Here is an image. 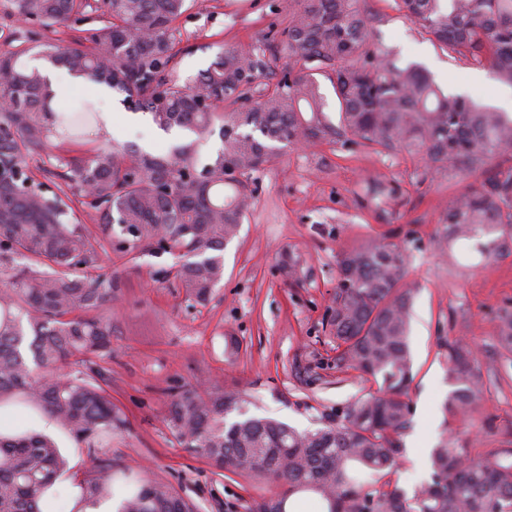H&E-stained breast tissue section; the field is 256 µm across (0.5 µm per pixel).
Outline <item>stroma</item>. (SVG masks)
I'll use <instances>...</instances> for the list:
<instances>
[{
	"mask_svg": "<svg viewBox=\"0 0 512 512\" xmlns=\"http://www.w3.org/2000/svg\"><path fill=\"white\" fill-rule=\"evenodd\" d=\"M364 7L375 47L397 52L400 64L423 65L441 87L458 85L512 110L511 87L482 81L481 67L429 41L393 0H366ZM287 16L288 0H188L175 23L176 67L182 76L196 75L224 47L282 30ZM92 26L87 20L47 29L18 20L0 0V46L28 36L66 44ZM83 151L58 141L25 164L51 185L58 159ZM462 187L447 170L427 169L420 155L377 153L343 132L286 149L252 175L251 207L206 303L186 296L176 254H101L92 274L111 280L115 291L99 310L112 321V341L96 364L126 418L104 449L113 471L141 468L195 512H245L247 502L280 494L274 481L216 470L180 443L165 417L180 395L219 388L245 395L251 414L314 430L326 415L377 391L372 377L337 367L327 324L336 260L370 237L403 249L405 279L414 289L411 415L399 437L398 468L386 482L414 496L433 479L432 448L445 442L474 458L512 452V353L497 337L499 313L512 310V241L493 250L473 240L439 242L443 210ZM456 340L472 348L481 390L475 409L462 417L449 409L456 383L448 345Z\"/></svg>",
	"mask_w": 512,
	"mask_h": 512,
	"instance_id": "obj_1",
	"label": "stroma"
}]
</instances>
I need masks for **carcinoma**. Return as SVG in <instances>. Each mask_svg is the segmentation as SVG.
Instances as JSON below:
<instances>
[{
  "mask_svg": "<svg viewBox=\"0 0 512 512\" xmlns=\"http://www.w3.org/2000/svg\"><path fill=\"white\" fill-rule=\"evenodd\" d=\"M18 19L44 27L95 20L69 45L26 37L0 48V397L20 394L45 411L89 452L104 447L123 424L93 358L110 345L112 325L88 316L112 299V281L91 279L99 253L72 207L33 180L26 155L54 140L92 144L61 163L67 184L92 197L100 222L119 232L109 241L133 253L156 246L176 252L186 294L209 300L224 278V246L238 234L251 206L247 181L302 137L336 135L315 76L335 90L341 128L378 153L424 155L435 168L468 181L446 206L447 235L464 241L512 233V115L464 94L445 91L424 68L401 66L368 39L363 0H288L282 32H268L249 54L230 46L206 70L183 77L172 66L174 22L187 0H8ZM420 33L459 60L489 69L512 86V0H394ZM39 59L122 95L121 103L197 139L165 155L132 144H99L95 107L56 114ZM282 59L290 65L275 72ZM272 76L276 82H262ZM218 135L221 146L201 159L197 140ZM339 281L331 322L336 366L381 378L375 394L327 416L318 429L249 414L234 391L182 395L167 423L178 440L218 470L278 481L281 508L255 501L247 512H287L288 498L311 491L327 512H512V462L473 460L463 448H434L433 480L414 502L397 487L375 488V477L395 470L397 439L410 407L409 320L412 288L403 282L405 255L374 238L337 260ZM497 336L512 352V313L499 317ZM456 381L450 409L467 414L479 401L472 350L448 346ZM84 369L61 373L70 364ZM66 468L56 441L30 432L0 433V512H42ZM93 507L120 497L119 512H192L168 486L127 469L112 475V460L75 480Z\"/></svg>",
  "mask_w": 512,
  "mask_h": 512,
  "instance_id": "cac0c4a2",
  "label": "carcinoma"
}]
</instances>
